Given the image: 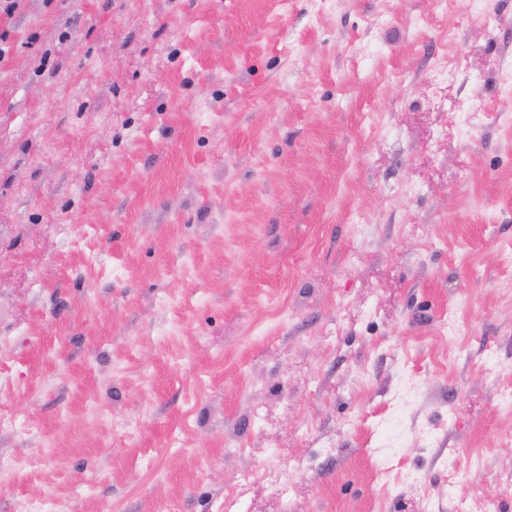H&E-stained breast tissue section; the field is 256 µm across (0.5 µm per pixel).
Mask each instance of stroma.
<instances>
[{
	"mask_svg": "<svg viewBox=\"0 0 512 512\" xmlns=\"http://www.w3.org/2000/svg\"><path fill=\"white\" fill-rule=\"evenodd\" d=\"M511 77L512 0L0 13V512H512Z\"/></svg>",
	"mask_w": 512,
	"mask_h": 512,
	"instance_id": "1",
	"label": "stroma"
}]
</instances>
